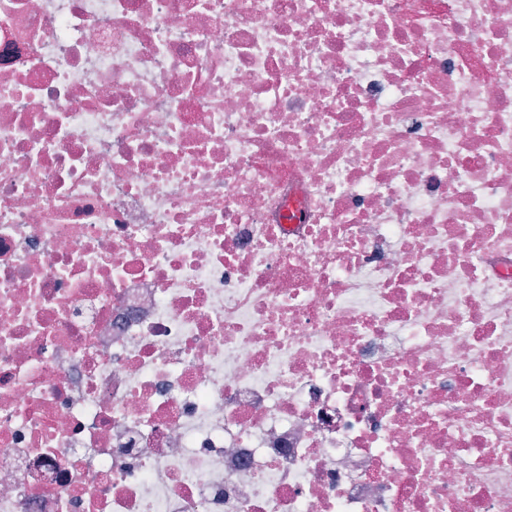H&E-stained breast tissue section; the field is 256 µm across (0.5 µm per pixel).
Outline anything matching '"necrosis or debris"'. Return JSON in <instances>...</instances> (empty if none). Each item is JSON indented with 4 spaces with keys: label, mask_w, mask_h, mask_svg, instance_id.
<instances>
[{
    "label": "necrosis or debris",
    "mask_w": 512,
    "mask_h": 512,
    "mask_svg": "<svg viewBox=\"0 0 512 512\" xmlns=\"http://www.w3.org/2000/svg\"><path fill=\"white\" fill-rule=\"evenodd\" d=\"M0 512H512V0H0Z\"/></svg>",
    "instance_id": "necrosis-or-debris-1"
}]
</instances>
